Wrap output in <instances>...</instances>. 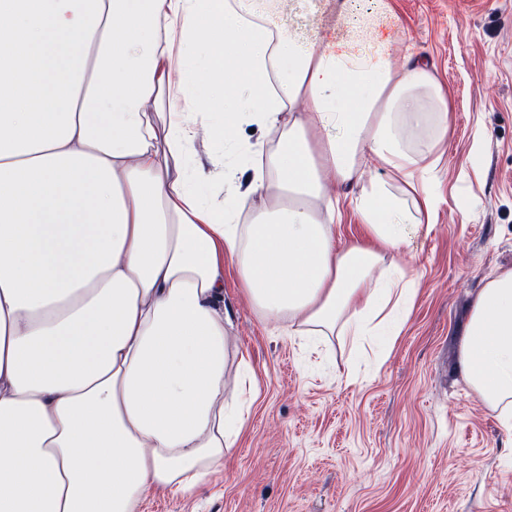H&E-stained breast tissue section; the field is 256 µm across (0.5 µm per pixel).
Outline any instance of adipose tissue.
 <instances>
[{
  "label": "adipose tissue",
  "mask_w": 512,
  "mask_h": 512,
  "mask_svg": "<svg viewBox=\"0 0 512 512\" xmlns=\"http://www.w3.org/2000/svg\"><path fill=\"white\" fill-rule=\"evenodd\" d=\"M359 2L315 0L298 38L256 0H0V512H137L223 465L244 421L225 262L303 336L402 306L379 264L437 208V145L409 138L447 136L448 97L387 0ZM245 123L279 149L240 144ZM212 138L239 157L225 180L246 177L220 209L191 164ZM344 202L365 236L340 247ZM458 366L512 410V270L477 294Z\"/></svg>",
  "instance_id": "1"
}]
</instances>
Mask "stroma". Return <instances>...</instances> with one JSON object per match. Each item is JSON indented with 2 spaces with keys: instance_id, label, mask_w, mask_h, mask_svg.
<instances>
[{
  "instance_id": "obj_1",
  "label": "stroma",
  "mask_w": 512,
  "mask_h": 512,
  "mask_svg": "<svg viewBox=\"0 0 512 512\" xmlns=\"http://www.w3.org/2000/svg\"><path fill=\"white\" fill-rule=\"evenodd\" d=\"M403 43L448 92L430 231L387 263L411 286L397 333L290 335L233 265L224 302L254 393L224 465L137 512H512V421L465 382L459 339L489 275L512 270V0H389ZM231 159L197 141L220 207Z\"/></svg>"
}]
</instances>
